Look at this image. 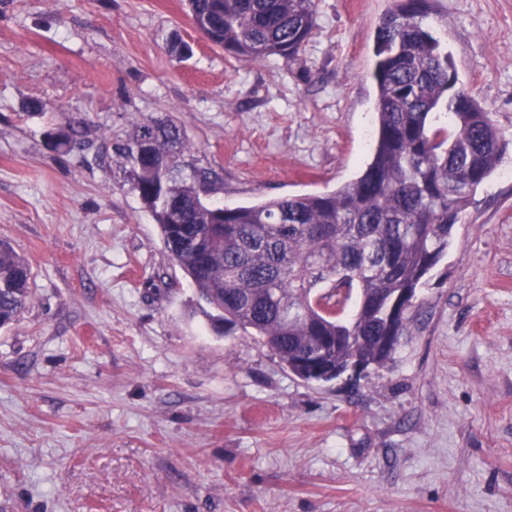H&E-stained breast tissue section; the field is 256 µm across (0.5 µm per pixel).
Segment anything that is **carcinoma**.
Segmentation results:
<instances>
[{"label":"carcinoma","instance_id":"cac0c4a2","mask_svg":"<svg viewBox=\"0 0 512 512\" xmlns=\"http://www.w3.org/2000/svg\"><path fill=\"white\" fill-rule=\"evenodd\" d=\"M213 45L250 62L298 58L316 0H188ZM429 0H394L373 47L376 140L363 172L337 190L228 207L215 171L173 123L133 121L113 146L130 191L157 224L164 249L191 279L219 333L258 337L295 376L302 359L328 371L351 361L385 366V337L407 332L392 302H406L443 258L459 214L495 171L506 143L490 112L457 87L448 52L431 31ZM177 60L191 46L167 45ZM448 112V124L434 114ZM64 153L103 152L70 119L45 132ZM30 269L0 239V326L30 301Z\"/></svg>","mask_w":512,"mask_h":512}]
</instances>
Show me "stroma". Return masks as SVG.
<instances>
[{
  "mask_svg": "<svg viewBox=\"0 0 512 512\" xmlns=\"http://www.w3.org/2000/svg\"><path fill=\"white\" fill-rule=\"evenodd\" d=\"M392 5L317 0L298 60L253 63L186 0H0V238L31 269L0 328V512H512V0L430 2L508 148L393 362L353 385L216 333L118 163L45 143L75 117L112 137L171 118L225 205L335 190L371 156ZM33 99L56 112L26 116Z\"/></svg>",
  "mask_w": 512,
  "mask_h": 512,
  "instance_id": "1",
  "label": "stroma"
}]
</instances>
